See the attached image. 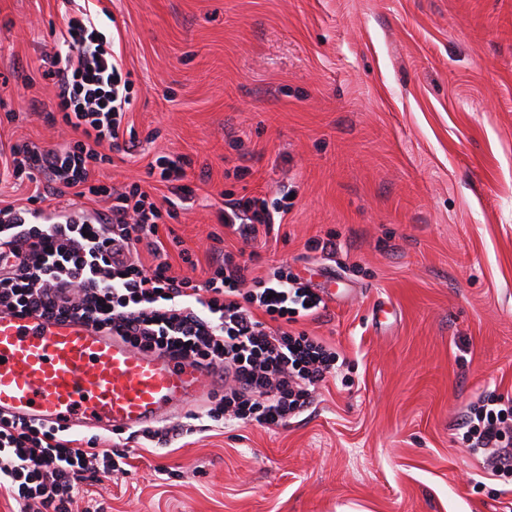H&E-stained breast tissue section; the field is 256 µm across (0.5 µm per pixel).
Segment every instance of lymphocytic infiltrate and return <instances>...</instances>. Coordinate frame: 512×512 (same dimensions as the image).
I'll return each mask as SVG.
<instances>
[{
    "mask_svg": "<svg viewBox=\"0 0 512 512\" xmlns=\"http://www.w3.org/2000/svg\"><path fill=\"white\" fill-rule=\"evenodd\" d=\"M39 71L55 89L46 122L64 124L73 137L54 148L13 145L0 168L20 182L47 177L75 200L70 212L52 217L0 207V312L79 319L141 350L222 372L224 384L204 411L218 425H273L303 412L339 370L336 351L294 328L325 309L318 290L284 264L248 278L247 265L223 250L213 252L203 282L174 276L159 228L177 218L175 206H158L139 184L117 189L95 177L133 132L126 123L133 81L113 39L87 10L66 16ZM99 200L108 201L107 211L88 214L85 202ZM289 209L284 195L243 197L225 203L221 221L247 242ZM142 244L156 259L148 269ZM458 429L469 455L512 474V397L482 400ZM125 471V454L95 440L81 446L64 427L0 413V492L13 512H72L81 482Z\"/></svg>",
    "mask_w": 512,
    "mask_h": 512,
    "instance_id": "lymphocytic-infiltrate-1",
    "label": "lymphocytic infiltrate"
}]
</instances>
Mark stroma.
Wrapping results in <instances>:
<instances>
[{
	"mask_svg": "<svg viewBox=\"0 0 512 512\" xmlns=\"http://www.w3.org/2000/svg\"><path fill=\"white\" fill-rule=\"evenodd\" d=\"M100 5L133 74L137 141L99 178L159 202L149 163L188 159L191 198L159 235L180 238L169 261L196 281L225 201L293 189L284 223L225 246L254 277L284 263L341 280L298 327L344 356L347 382L279 425L99 433L132 468L86 479L74 512H512V485L456 430L471 402L512 396V0ZM66 8L0 0L2 150L72 137L31 110L52 106L38 65ZM330 235L332 261L310 248Z\"/></svg>",
	"mask_w": 512,
	"mask_h": 512,
	"instance_id": "obj_1",
	"label": "stroma"
}]
</instances>
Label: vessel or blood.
Segmentation results:
<instances>
[{
    "label": "vessel or blood",
    "mask_w": 512,
    "mask_h": 512,
    "mask_svg": "<svg viewBox=\"0 0 512 512\" xmlns=\"http://www.w3.org/2000/svg\"><path fill=\"white\" fill-rule=\"evenodd\" d=\"M216 375L77 319L0 313V413L76 431H137L200 404Z\"/></svg>",
    "instance_id": "1"
}]
</instances>
